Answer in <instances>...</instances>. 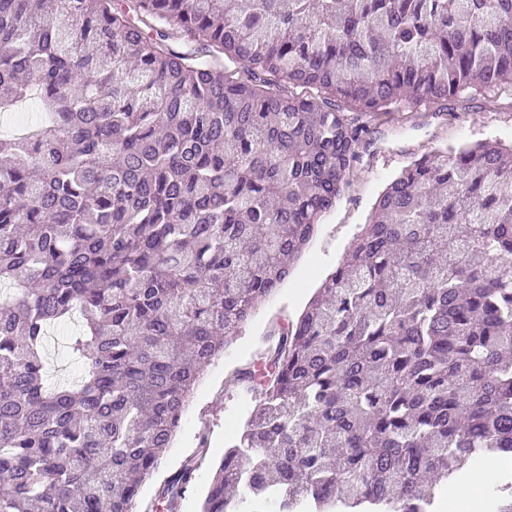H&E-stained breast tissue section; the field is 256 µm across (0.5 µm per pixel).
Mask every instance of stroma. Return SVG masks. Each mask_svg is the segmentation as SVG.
Segmentation results:
<instances>
[{
	"label": "stroma",
	"mask_w": 512,
	"mask_h": 512,
	"mask_svg": "<svg viewBox=\"0 0 512 512\" xmlns=\"http://www.w3.org/2000/svg\"><path fill=\"white\" fill-rule=\"evenodd\" d=\"M512 141V91L464 96L441 114L421 106L383 116L373 144L364 153L351 185L328 213L288 281L257 308L238 336L205 371L185 411L174 443L143 486L133 512H148L156 488L188 458L200 442L209 452L200 460L180 512H198L215 460L228 437L259 398L234 383L235 370L258 362L267 347L272 320L294 321L322 279L344 258L388 180L412 160L458 142Z\"/></svg>",
	"instance_id": "1"
}]
</instances>
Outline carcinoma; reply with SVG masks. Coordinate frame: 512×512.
I'll use <instances>...</instances> for the list:
<instances>
[{
	"label": "carcinoma",
	"instance_id": "carcinoma-1",
	"mask_svg": "<svg viewBox=\"0 0 512 512\" xmlns=\"http://www.w3.org/2000/svg\"><path fill=\"white\" fill-rule=\"evenodd\" d=\"M512 89V0H0V512H133L211 362L391 110ZM512 143L377 196L261 368L199 512H512ZM81 315L71 386L47 329ZM195 463L158 486L179 512Z\"/></svg>",
	"mask_w": 512,
	"mask_h": 512
}]
</instances>
